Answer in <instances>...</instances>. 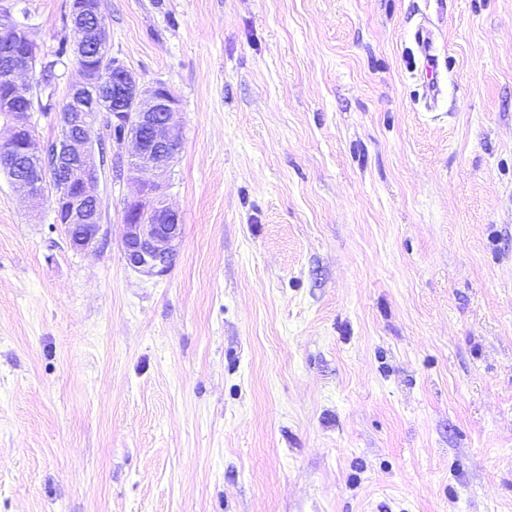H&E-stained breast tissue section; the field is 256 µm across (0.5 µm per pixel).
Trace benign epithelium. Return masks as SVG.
<instances>
[{
	"mask_svg": "<svg viewBox=\"0 0 512 512\" xmlns=\"http://www.w3.org/2000/svg\"><path fill=\"white\" fill-rule=\"evenodd\" d=\"M95 15L102 17L99 0H71L69 19L74 28ZM0 33L15 41L0 45L5 75L0 92V113L8 117L11 131L6 144L16 153L38 160L36 173L15 176L14 189L34 199L50 194L54 223L68 227L70 243L77 250L98 246L102 230L98 194L100 167L95 161L94 139L88 134L93 113L86 111V94L100 83L102 65L89 63L79 69L80 81L70 88V110L59 113L63 130L52 146L38 138L31 111L13 109L18 95L31 96L29 75L37 59V44L27 28L9 11L0 12ZM112 76V124L121 129L112 142H127L130 171L137 174L136 189L126 202L123 253L128 267L146 276H163L173 266L183 225L167 203V185L159 178L169 172L182 151L183 137L178 102L163 83L147 85L120 61L104 57Z\"/></svg>",
	"mask_w": 512,
	"mask_h": 512,
	"instance_id": "1",
	"label": "benign epithelium"
}]
</instances>
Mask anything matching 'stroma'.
I'll list each match as a JSON object with an SVG mask.
<instances>
[{"mask_svg":"<svg viewBox=\"0 0 512 512\" xmlns=\"http://www.w3.org/2000/svg\"><path fill=\"white\" fill-rule=\"evenodd\" d=\"M69 3L0 10L54 61ZM101 11L178 100L183 235L127 267L120 149L93 250L0 173V512H512V0Z\"/></svg>","mask_w":512,"mask_h":512,"instance_id":"35a3bbf8","label":"stroma"}]
</instances>
